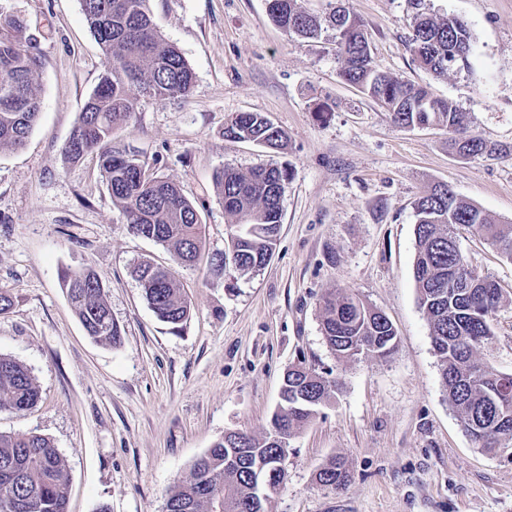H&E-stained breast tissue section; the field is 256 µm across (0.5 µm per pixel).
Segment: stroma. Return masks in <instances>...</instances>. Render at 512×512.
Segmentation results:
<instances>
[{"label": "stroma", "instance_id": "obj_1", "mask_svg": "<svg viewBox=\"0 0 512 512\" xmlns=\"http://www.w3.org/2000/svg\"><path fill=\"white\" fill-rule=\"evenodd\" d=\"M366 24L375 66L431 85L495 144L460 159L437 128H402L339 76L328 37L302 39L271 20L266 0H148L159 33L194 73L189 99L140 97L115 143L173 181L205 227L195 267L134 235L89 155L62 147L98 85L106 58L81 0H0V18L25 21L42 66L41 114L24 146L0 149V355L23 363L39 399L0 411V433L49 437L68 474V512H164L169 491L225 433L262 435L289 368L335 381L330 401L289 440L287 480L267 512H512V444L484 451L463 431L440 379L418 302L414 202L438 183L512 224V0H427L473 33L468 68L435 81L409 46L407 0H343ZM327 118H319L320 108ZM239 112H259L288 135L277 153L226 138ZM287 169L279 240L270 261L242 276L213 271L229 217L215 186L224 166ZM470 264L503 301L486 351L512 374V262L462 234ZM172 268L191 303L175 330L159 320L132 270ZM95 270L121 329L93 341L60 286L59 271ZM352 291L397 331L387 359L342 363L327 347L319 304ZM344 459L349 480L320 486L318 467Z\"/></svg>", "mask_w": 512, "mask_h": 512}]
</instances>
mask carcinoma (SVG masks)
I'll use <instances>...</instances> for the list:
<instances>
[{
    "instance_id": "carcinoma-1",
    "label": "carcinoma",
    "mask_w": 512,
    "mask_h": 512,
    "mask_svg": "<svg viewBox=\"0 0 512 512\" xmlns=\"http://www.w3.org/2000/svg\"><path fill=\"white\" fill-rule=\"evenodd\" d=\"M148 0H82L85 18L101 46L107 69L91 95L93 104L80 113L62 153L69 161L95 154L112 202L122 211L131 231L170 249L177 264L191 266L203 244L202 224L192 202L178 186L150 171L134 151L112 146L115 131L126 127L138 95L157 99L190 96L194 75L180 52L156 29ZM272 20L289 33L315 39L335 31L339 76L357 86L388 111L403 128L436 126L453 133L452 152L473 158L492 155L495 148L466 131L464 115L426 85L400 80L374 65L364 23L344 6L322 15L299 0H268ZM414 9L411 51L419 65L436 79L468 66L472 32L456 16L438 17L425 0H408ZM23 22L0 23V148H18L32 131L40 105L35 75L40 57ZM224 136L252 142L273 152L288 142L285 131L257 112H242L224 126ZM287 170L276 165L247 173L226 167L215 185L230 217L227 250L212 258L217 271L231 266L241 275L260 270L271 258L281 227V200ZM416 254L414 280L420 307L427 315L434 350L441 363V380L448 403L458 413L464 432L483 450L512 442V396L500 397L501 381L483 357L494 338L491 316L503 294L488 276L473 275L454 251L460 232L481 236L512 262V225L458 197L446 183L434 185L414 204ZM145 297L163 322L178 329L187 322L190 304L172 269L141 263L134 269ZM68 300L88 336L115 343L120 327L112 320L105 289L90 268L61 272ZM322 332L327 346L342 360L373 356L386 359L397 348L396 330L380 310L353 292H332L322 298ZM288 392L274 423L293 434L325 404L335 385L312 368L290 369ZM39 391L30 371L19 361L0 356V411L32 408ZM239 465L227 461L236 447L216 441L193 466L190 476L167 495L166 512H249L250 471L259 463L275 462L277 446L270 433L236 432ZM349 478L345 463L333 458L315 474L324 487L340 488ZM0 512H67L65 462L54 443L38 434L0 433Z\"/></svg>"
}]
</instances>
